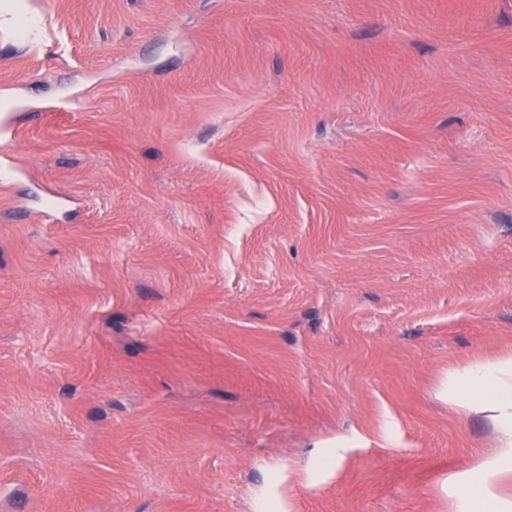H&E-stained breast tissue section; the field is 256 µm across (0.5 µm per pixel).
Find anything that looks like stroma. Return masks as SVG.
<instances>
[{
	"label": "stroma",
	"instance_id": "obj_1",
	"mask_svg": "<svg viewBox=\"0 0 512 512\" xmlns=\"http://www.w3.org/2000/svg\"><path fill=\"white\" fill-rule=\"evenodd\" d=\"M0 114V512H448L495 432L440 380L512 348V0H0Z\"/></svg>",
	"mask_w": 512,
	"mask_h": 512
}]
</instances>
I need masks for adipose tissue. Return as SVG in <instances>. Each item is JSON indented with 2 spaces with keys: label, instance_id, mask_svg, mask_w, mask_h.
I'll use <instances>...</instances> for the list:
<instances>
[{
  "label": "adipose tissue",
  "instance_id": "1",
  "mask_svg": "<svg viewBox=\"0 0 512 512\" xmlns=\"http://www.w3.org/2000/svg\"><path fill=\"white\" fill-rule=\"evenodd\" d=\"M441 393L459 411L483 415L496 434L494 448L467 472L449 475L448 512H512L502 493L512 476V351L450 368Z\"/></svg>",
  "mask_w": 512,
  "mask_h": 512
}]
</instances>
